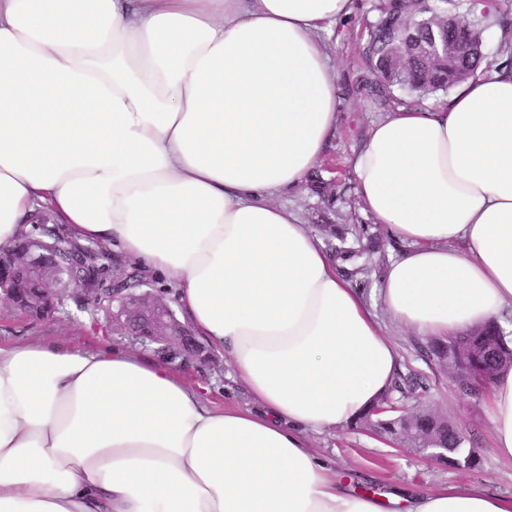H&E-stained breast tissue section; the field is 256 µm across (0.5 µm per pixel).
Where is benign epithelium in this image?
Segmentation results:
<instances>
[{
  "mask_svg": "<svg viewBox=\"0 0 512 512\" xmlns=\"http://www.w3.org/2000/svg\"><path fill=\"white\" fill-rule=\"evenodd\" d=\"M482 45V38L474 36L470 29L450 14L442 26V32L422 46V54L429 59L446 57L448 65L454 66L462 56L480 60L486 58ZM68 250V243L64 239L45 244L31 238L21 249L0 246V301L29 317L41 318L63 308V294L83 290L86 292L85 305L94 306L96 292L91 288L94 278L62 282V258ZM18 278H25L29 282V288L22 293L14 288V281ZM143 285L144 288L137 293L112 294V308H98L100 316L96 320L103 319L107 323L120 325L132 336L133 342L143 347L165 344L184 359L193 355L201 356L204 347L193 342L191 330L176 318L175 311L166 301L148 290V282H143ZM430 346V353L448 370L451 380L464 374L469 377L474 389L488 386L493 371L468 366L462 361L457 344L444 338H433ZM370 414L362 430L381 437L383 433L373 423L372 416L389 418L395 431L390 442L397 448L411 449L427 461H446L457 467L468 468L476 462L474 455L466 463L458 457L448 456V449L441 447L432 436L419 432L415 413L402 404L390 402L377 406Z\"/></svg>",
  "mask_w": 512,
  "mask_h": 512,
  "instance_id": "benign-epithelium-1",
  "label": "benign epithelium"
}]
</instances>
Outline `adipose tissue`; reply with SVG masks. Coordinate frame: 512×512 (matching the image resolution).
<instances>
[{
  "label": "adipose tissue",
  "instance_id": "obj_1",
  "mask_svg": "<svg viewBox=\"0 0 512 512\" xmlns=\"http://www.w3.org/2000/svg\"><path fill=\"white\" fill-rule=\"evenodd\" d=\"M355 0H0V244L50 210L72 241L174 279L192 333L255 405L161 359L0 343V512H512L478 487L359 494L306 432L355 424L396 347L282 195L333 138L324 34ZM404 243L390 319L458 336L512 309V69L373 122L352 161ZM512 461V367L490 384Z\"/></svg>",
  "mask_w": 512,
  "mask_h": 512
}]
</instances>
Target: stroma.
<instances>
[{"label":"stroma","instance_id":"stroma-1","mask_svg":"<svg viewBox=\"0 0 512 512\" xmlns=\"http://www.w3.org/2000/svg\"><path fill=\"white\" fill-rule=\"evenodd\" d=\"M377 0H357L348 19L337 21L325 41L336 73L340 125L326 153L308 175L303 188L282 196L281 202L295 211L312 232L322 225L337 230L364 228L360 246L372 249L374 256L356 285L366 300L378 304L377 285L391 256L403 249L390 238L382 225L373 223L361 211L355 194L351 160L371 123L387 112L364 88L371 73L362 60L368 32L377 18ZM89 313L68 304L64 311L47 319L28 317L10 306L0 305V341L32 342L96 351L106 347L129 348L127 338L118 334L102 335L90 327ZM384 333L402 356V369L396 381L403 391L425 387L426 404L458 424L468 446L477 449L479 461L469 469H458L423 459L410 450L393 447L387 441L346 426L333 431L308 433L314 452L334 460L337 478L343 486L378 494L398 486L411 491L436 488L444 484L481 486L491 492L512 496V463L496 457L492 451V426L487 406L488 392L460 396L449 378L425 348V340L394 323H386ZM175 371L185 381L202 387L204 396L225 407L247 408L251 398L243 385L229 378L225 361L208 365L195 359H174Z\"/></svg>","mask_w":512,"mask_h":512}]
</instances>
